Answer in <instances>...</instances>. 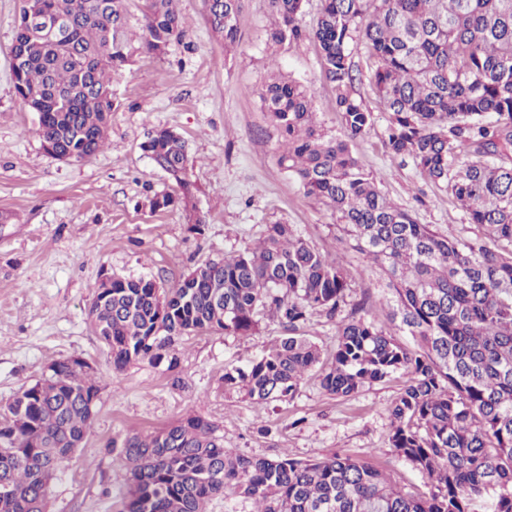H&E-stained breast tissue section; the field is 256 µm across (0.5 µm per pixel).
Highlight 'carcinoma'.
<instances>
[{"instance_id": "cac0c4a2", "label": "carcinoma", "mask_w": 512, "mask_h": 512, "mask_svg": "<svg viewBox=\"0 0 512 512\" xmlns=\"http://www.w3.org/2000/svg\"><path fill=\"white\" fill-rule=\"evenodd\" d=\"M134 0H21L11 69L15 89L38 115L39 133L83 160L105 144L120 102L112 92L131 61ZM242 0H208L212 31L229 51ZM271 45L309 40L336 90L342 134L319 124L309 87L279 70L259 92L279 129V165L336 217L352 269L297 235L269 224L252 249L207 261L172 288L149 278L112 277V299L93 300V332L112 364L174 367L176 341L212 329L249 336L260 316L283 331L224 387L267 404L291 399L321 358L303 333L316 312L336 320L338 343L321 378L349 398L400 373L389 410V445L427 479L409 493L372 463L332 455L300 461L245 456L224 447L218 427L188 415L128 437L124 512H208L231 487L253 512H512V0H322L315 24L305 0H268ZM59 12L69 34L58 47L26 33L29 13ZM140 49L189 48L177 0H147ZM373 64L371 82L390 112L387 147L445 189L479 233L450 238L389 201L351 143L375 115L353 94L355 52ZM151 160L188 188L185 143L160 128L143 143ZM379 271L386 326L366 318L358 279ZM100 394L79 359L57 361L0 417V512H46L49 482L88 434L94 413L83 392Z\"/></svg>"}]
</instances>
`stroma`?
<instances>
[{"mask_svg":"<svg viewBox=\"0 0 512 512\" xmlns=\"http://www.w3.org/2000/svg\"><path fill=\"white\" fill-rule=\"evenodd\" d=\"M19 5L0 0V410L59 360L87 361L104 385L91 431L49 483L48 512H121L128 466L120 442L189 413L215 423L225 446L243 455H347L370 461L404 490L423 489L422 473L389 446V409L402 375L340 399L322 389L318 364L294 399L257 405L225 389L224 371L246 367L280 336L277 324L260 321L250 336H184L176 368L144 361L117 371L87 319L107 278L145 276L170 288L195 266L252 247L270 224L294 225L320 250L337 252L330 211L280 168L281 135L259 99L279 68L312 88L318 121L338 131L336 91L313 42L270 46L267 0H243L239 39L228 53L208 24L206 0H181L193 51H136L114 88L122 106L103 150L63 161L45 152L37 115L11 79ZM354 62L355 93L376 116L354 146L364 168L419 223L451 237L477 233L445 191L421 179L413 163L391 157L370 62L362 51ZM158 127L186 141L191 193L142 150ZM164 194L173 205L153 208ZM197 222L201 233L190 232Z\"/></svg>","mask_w":512,"mask_h":512,"instance_id":"35a3bbf8","label":"stroma"}]
</instances>
